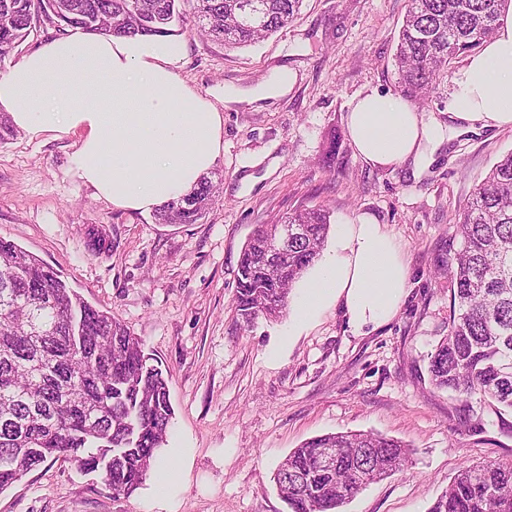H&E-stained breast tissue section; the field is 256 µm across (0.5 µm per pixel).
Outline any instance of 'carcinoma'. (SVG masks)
I'll return each mask as SVG.
<instances>
[{"label":"carcinoma","instance_id":"1","mask_svg":"<svg viewBox=\"0 0 512 512\" xmlns=\"http://www.w3.org/2000/svg\"><path fill=\"white\" fill-rule=\"evenodd\" d=\"M303 0H0V56L36 27L123 36L170 35L192 15L196 34L229 48L263 40L293 22ZM512 0H409L395 53L405 96L427 101L455 59L482 48ZM219 195L204 176L155 211L158 224H196ZM183 203L182 209L173 206ZM280 223L304 233L288 255L267 250L261 230L241 251L235 294L246 324L276 312L313 266L330 228L323 207ZM462 247L446 263L453 311L429 357L432 384L479 393L512 410V152L493 165L461 214ZM173 408L161 369L141 341L87 302L50 267L0 237V493L49 458L70 457L129 496L157 466ZM337 449L336 468L322 462ZM403 442L373 433H330L294 449L276 484L288 512H338L363 487L404 467ZM428 512H512V463L463 466Z\"/></svg>","mask_w":512,"mask_h":512}]
</instances>
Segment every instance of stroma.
<instances>
[{"mask_svg":"<svg viewBox=\"0 0 512 512\" xmlns=\"http://www.w3.org/2000/svg\"><path fill=\"white\" fill-rule=\"evenodd\" d=\"M407 0H304L273 36L231 49L191 30L179 73L207 98L250 90L280 68L288 96L224 108L220 193L198 224H158L112 207L72 172L69 135L17 133L0 146V236L53 267L86 300L138 337L168 379L173 427L161 450L169 495L152 480L113 495L101 476L50 460L0 493V512H287L275 474L325 433L372 432L410 448L403 471L340 512H428L460 467L512 460V411L481 395L434 387L428 357L448 333L445 265L473 189L512 151V127L451 119L453 81L420 108L444 126L427 161L374 168L356 154L347 115L357 98L398 93L394 53ZM336 138V164L319 158ZM322 205L331 224L371 216L400 244L409 286L395 316L358 333L329 304L307 326L293 307L240 326V253L255 230ZM112 242L97 253L85 227Z\"/></svg>","mask_w":512,"mask_h":512,"instance_id":"35a3bbf8","label":"stroma"}]
</instances>
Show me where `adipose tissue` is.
I'll return each instance as SVG.
<instances>
[{
    "label": "adipose tissue",
    "mask_w": 512,
    "mask_h": 512,
    "mask_svg": "<svg viewBox=\"0 0 512 512\" xmlns=\"http://www.w3.org/2000/svg\"><path fill=\"white\" fill-rule=\"evenodd\" d=\"M182 42L170 36L71 32L0 72V107L37 138L78 135L72 170L113 207L149 213L192 191L224 148V117L186 83ZM448 111L461 123L512 126V15L456 73ZM349 136L372 167L422 162L441 127L400 95L371 91L348 115ZM408 282L402 250L384 225L363 216L337 225L294 309L308 323L342 302L355 331L397 312Z\"/></svg>",
    "instance_id": "obj_1"
}]
</instances>
